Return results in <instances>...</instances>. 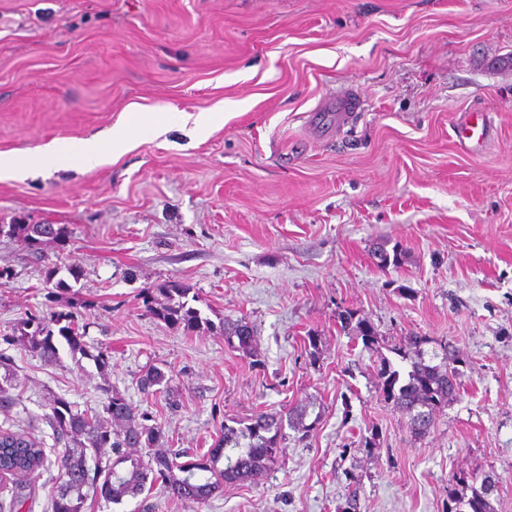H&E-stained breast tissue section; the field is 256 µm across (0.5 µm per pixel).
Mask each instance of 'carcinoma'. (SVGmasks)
I'll use <instances>...</instances> for the list:
<instances>
[{"mask_svg":"<svg viewBox=\"0 0 512 512\" xmlns=\"http://www.w3.org/2000/svg\"><path fill=\"white\" fill-rule=\"evenodd\" d=\"M0 234L21 239L30 252L39 255L47 241L64 239L66 229L53 224H1ZM165 292L170 303L151 309L153 315L170 325H181L187 332L198 328L196 310L181 301L171 302L175 296L186 297L189 288L173 282ZM18 331L17 340L46 363L60 361L57 336L73 352L86 350L85 328L72 311L31 316L20 323ZM224 341L248 355L255 342L253 328L243 318L227 323ZM443 351L438 364L418 351L404 380L386 359L378 372L380 389L410 416L411 433L418 438L430 433L436 412L448 406L459 388L456 360H448V347ZM138 383L147 395L169 394V378L154 367L144 370ZM46 407L43 420L52 430L55 444L61 446L55 459H49L35 440L0 427V470L24 477L48 464L56 466L53 512H83L90 496L118 503L125 496L141 494L148 484L160 485L172 502L203 504L224 485L251 479L275 463L283 452V421L305 433L309 431L303 423L308 406L300 404L285 416L266 413L239 428L224 426V433L202 456L168 449L153 453L145 462L131 458L124 449L155 447L162 437L161 428L136 422L131 404L121 393L106 392L102 415L78 412L71 402L57 395L49 397ZM24 489L23 484H16L9 503H0V512H22L28 500ZM359 494L360 480L353 477L342 512H358ZM448 512H493V507L467 477L460 476L448 488Z\"/></svg>","mask_w":512,"mask_h":512,"instance_id":"1","label":"carcinoma"}]
</instances>
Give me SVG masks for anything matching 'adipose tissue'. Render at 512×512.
<instances>
[{
  "label": "adipose tissue",
  "mask_w": 512,
  "mask_h": 512,
  "mask_svg": "<svg viewBox=\"0 0 512 512\" xmlns=\"http://www.w3.org/2000/svg\"><path fill=\"white\" fill-rule=\"evenodd\" d=\"M140 121V116L135 114L132 115L130 124L112 128L101 136L80 141L54 140L36 156L0 153V178L16 179L70 165L86 170L95 168L106 158L122 154L129 148L131 127Z\"/></svg>",
  "instance_id": "1"
}]
</instances>
